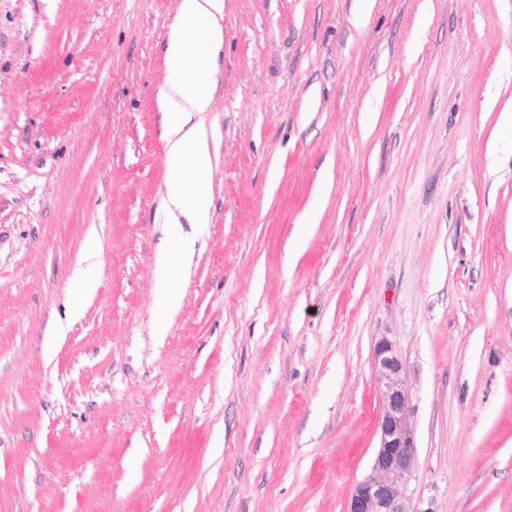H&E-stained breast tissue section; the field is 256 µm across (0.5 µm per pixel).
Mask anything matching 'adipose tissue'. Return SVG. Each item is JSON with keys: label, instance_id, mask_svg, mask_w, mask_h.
I'll return each mask as SVG.
<instances>
[{"label": "adipose tissue", "instance_id": "obj_1", "mask_svg": "<svg viewBox=\"0 0 512 512\" xmlns=\"http://www.w3.org/2000/svg\"><path fill=\"white\" fill-rule=\"evenodd\" d=\"M224 0H179L167 33L166 77L158 91L163 140L172 191L165 203L170 223L203 224V203L210 191L212 159L195 114L213 100V74L224 45L219 24Z\"/></svg>", "mask_w": 512, "mask_h": 512}]
</instances>
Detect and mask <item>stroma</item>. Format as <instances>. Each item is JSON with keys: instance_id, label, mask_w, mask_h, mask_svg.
Returning a JSON list of instances; mask_svg holds the SVG:
<instances>
[{"instance_id": "stroma-1", "label": "stroma", "mask_w": 512, "mask_h": 512, "mask_svg": "<svg viewBox=\"0 0 512 512\" xmlns=\"http://www.w3.org/2000/svg\"><path fill=\"white\" fill-rule=\"evenodd\" d=\"M357 2L224 0L169 314L179 0H0V512H345L383 336L413 507L512 512V0ZM175 255L180 264L185 262L186 253L178 238L173 239L157 269V279L162 287V301L168 309H175L180 302V294L177 288L172 286V280L175 275V266L173 264V256Z\"/></svg>"}]
</instances>
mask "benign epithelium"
Wrapping results in <instances>:
<instances>
[{
  "mask_svg": "<svg viewBox=\"0 0 512 512\" xmlns=\"http://www.w3.org/2000/svg\"><path fill=\"white\" fill-rule=\"evenodd\" d=\"M371 360L380 400L378 446L369 473L353 486L346 512H415L407 495L416 466V444L405 366L386 337L374 344Z\"/></svg>",
  "mask_w": 512,
  "mask_h": 512,
  "instance_id": "7a95c632",
  "label": "benign epithelium"
}]
</instances>
